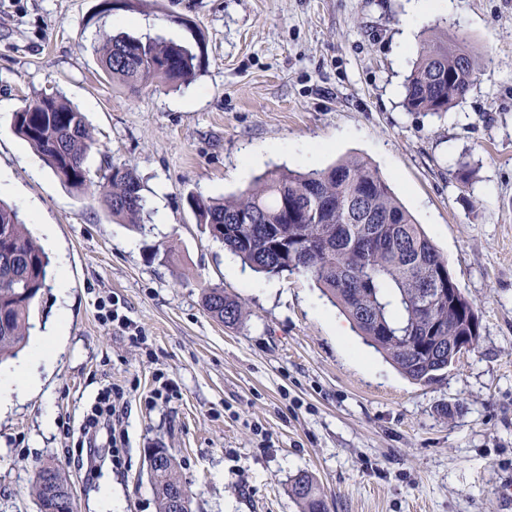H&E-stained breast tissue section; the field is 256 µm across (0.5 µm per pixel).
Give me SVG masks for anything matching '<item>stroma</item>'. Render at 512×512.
Instances as JSON below:
<instances>
[{
	"instance_id": "1",
	"label": "stroma",
	"mask_w": 512,
	"mask_h": 512,
	"mask_svg": "<svg viewBox=\"0 0 512 512\" xmlns=\"http://www.w3.org/2000/svg\"><path fill=\"white\" fill-rule=\"evenodd\" d=\"M103 2L0 0V199L33 239L50 225L67 288L30 318L33 339L65 321L52 366L0 408V512H38L49 461L76 512L107 489L123 512H158L152 448L174 456L193 512H301V472L331 512H512V0H429L411 27V0H158L136 16ZM134 16L135 34L201 55L192 81L135 94L102 73L93 44ZM434 25L479 64L439 116L402 104ZM42 90L85 108L92 176L133 168L165 223L133 230L62 185L12 126ZM348 156L388 180L479 316L475 349L432 383L400 375L310 276L243 267L188 205ZM204 281L242 303L241 324L204 310ZM110 386L126 445L81 462L79 428ZM289 495L301 505L302 512H330V505L317 480L308 473H300L289 480Z\"/></svg>"
}]
</instances>
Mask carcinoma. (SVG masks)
Instances as JSON below:
<instances>
[{
	"mask_svg": "<svg viewBox=\"0 0 512 512\" xmlns=\"http://www.w3.org/2000/svg\"><path fill=\"white\" fill-rule=\"evenodd\" d=\"M112 82L141 92L154 81L176 88L201 69L190 47L160 37L119 32L95 48ZM474 56L434 38L418 51L405 81L411 112L442 114L477 80ZM13 127L64 186L98 199L112 217L140 230L150 218L133 169L112 164L90 177L95 149L85 115L57 92H42L13 113ZM199 224H222L220 243L257 273L310 275L352 321L358 333L408 379L430 383L448 370V343L468 331L469 300L459 308L437 297L448 281V260L402 205L378 170L358 157L309 172L272 171L237 196L212 200L190 195ZM49 257L30 236L19 212L0 200V363L27 339L32 305L47 287ZM205 310L226 326L244 317L242 305L221 286L202 288ZM159 512H170L181 484L167 454L150 475ZM289 495L302 512H330L317 480L300 473Z\"/></svg>",
	"mask_w": 512,
	"mask_h": 512,
	"instance_id": "carcinoma-1",
	"label": "carcinoma"
}]
</instances>
